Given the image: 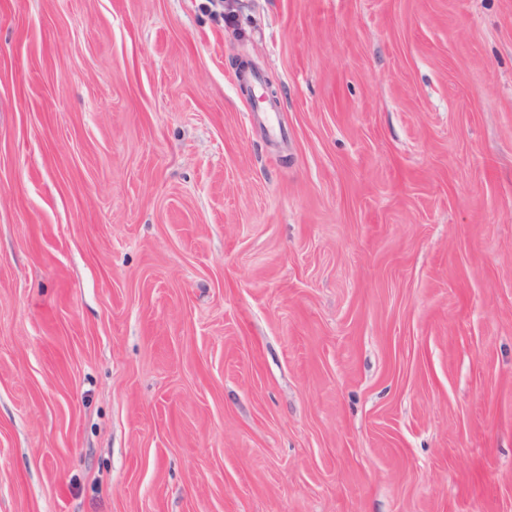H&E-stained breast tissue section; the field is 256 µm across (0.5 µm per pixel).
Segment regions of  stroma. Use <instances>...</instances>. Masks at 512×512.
Returning <instances> with one entry per match:
<instances>
[{
  "mask_svg": "<svg viewBox=\"0 0 512 512\" xmlns=\"http://www.w3.org/2000/svg\"><path fill=\"white\" fill-rule=\"evenodd\" d=\"M0 512H512V0H0Z\"/></svg>",
  "mask_w": 512,
  "mask_h": 512,
  "instance_id": "obj_1",
  "label": "stroma"
}]
</instances>
